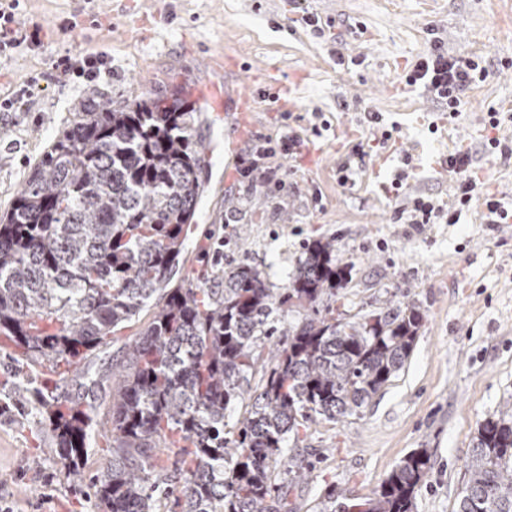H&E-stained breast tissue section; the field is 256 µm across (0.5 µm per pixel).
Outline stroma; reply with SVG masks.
<instances>
[{
    "instance_id": "1",
    "label": "stroma",
    "mask_w": 512,
    "mask_h": 512,
    "mask_svg": "<svg viewBox=\"0 0 512 512\" xmlns=\"http://www.w3.org/2000/svg\"><path fill=\"white\" fill-rule=\"evenodd\" d=\"M20 20L40 28L41 43L0 57V91L48 78L20 111L0 112V214L87 97L181 94L213 156L180 278L209 282L213 266L249 263L281 285L308 240L332 238L353 266L341 292L348 315L412 303L425 314L405 366L363 415L318 420L288 441L289 454L313 464L294 492L298 512H316L333 487L372 495L417 448L430 469L414 512H457L479 424L512 410V223H489L479 201L455 224L419 226L411 210L418 197L457 207L445 161L461 147L512 205V158L483 146L494 110L495 136L512 142V0H24ZM435 38L486 70L453 120L404 81ZM89 54L105 55L110 71L90 83L50 76L57 57ZM216 57L235 62L237 92L223 91ZM279 83L295 101L286 112L266 95ZM243 97L251 111H240ZM289 132L301 148L273 161L282 190L241 176L240 159ZM14 354L0 337V498L14 512H98L44 455L42 408L10 396Z\"/></svg>"
}]
</instances>
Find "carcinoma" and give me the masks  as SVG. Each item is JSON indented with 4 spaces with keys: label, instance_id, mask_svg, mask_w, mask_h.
<instances>
[{
    "label": "carcinoma",
    "instance_id": "carcinoma-1",
    "mask_svg": "<svg viewBox=\"0 0 512 512\" xmlns=\"http://www.w3.org/2000/svg\"><path fill=\"white\" fill-rule=\"evenodd\" d=\"M196 118L181 101L81 105L0 216V335L22 349L16 362H65L80 378L75 392L46 393L19 376L14 392L46 410L48 453L100 512H159L165 500L167 512H295L308 465L284 452L288 437L361 415L408 361L424 314L347 319L336 302L353 265L321 239L281 287L245 263L212 287H170L202 192ZM150 309L112 365V458L87 480L100 422L80 400L104 378L86 360ZM297 309L302 320L275 325ZM466 467L458 512H512L511 410L479 425ZM429 468L427 449L413 450L371 496L332 489L317 512H413Z\"/></svg>",
    "mask_w": 512,
    "mask_h": 512
}]
</instances>
